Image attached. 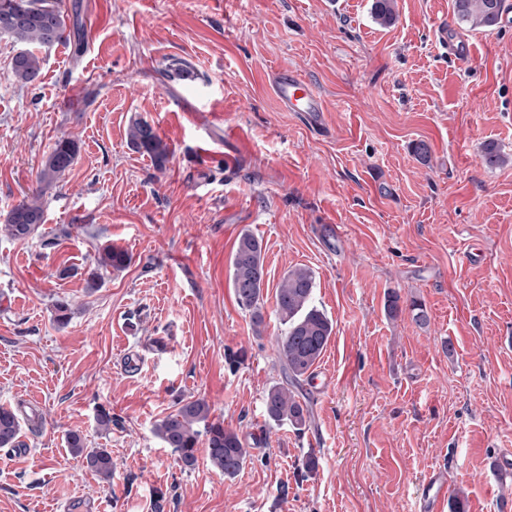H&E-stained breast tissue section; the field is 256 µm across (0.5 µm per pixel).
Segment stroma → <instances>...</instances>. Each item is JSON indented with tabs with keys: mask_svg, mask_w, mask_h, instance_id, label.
<instances>
[{
	"mask_svg": "<svg viewBox=\"0 0 512 512\" xmlns=\"http://www.w3.org/2000/svg\"><path fill=\"white\" fill-rule=\"evenodd\" d=\"M371 4L61 0L66 39L27 86L0 35V405L40 404L27 453L0 451V512H413L438 465L477 512H512L491 469L512 447V0L485 31L454 25V0H397L390 26ZM448 21L468 65L438 41ZM173 60L197 88L163 77ZM288 67L322 95L321 126L280 108ZM134 116L168 145L164 169L129 146ZM61 138L78 156L41 190ZM489 142L505 165L485 164ZM38 191L44 224L12 240L8 212ZM244 229L265 246L259 337L230 277ZM106 244L130 264L98 271ZM302 265L334 331L299 431L263 398L281 379L276 288ZM392 292L427 322L389 317ZM197 398L249 450L235 478L202 447L181 468L154 433ZM72 431L110 452L111 482ZM66 443L73 454L83 457L86 468L105 482L112 479V456L104 448H86V439L82 433L73 431L68 434Z\"/></svg>",
	"mask_w": 512,
	"mask_h": 512,
	"instance_id": "obj_1",
	"label": "stroma"
}]
</instances>
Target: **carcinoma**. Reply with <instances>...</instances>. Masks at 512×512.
<instances>
[{"mask_svg":"<svg viewBox=\"0 0 512 512\" xmlns=\"http://www.w3.org/2000/svg\"><path fill=\"white\" fill-rule=\"evenodd\" d=\"M502 0H454L457 23L472 29L494 27L499 20ZM372 14L377 23L388 26L396 20V0H373ZM68 17L59 0H0V34L8 35L24 48L13 58L14 78L23 85L37 80L42 66L34 52L66 39ZM133 149L150 156L157 169L168 162L170 150L154 128L142 118L131 120L128 132ZM79 147L76 141L58 140L47 155L39 181L49 187L73 166ZM44 223L39 199L24 200L8 215L5 230L17 241L34 238ZM131 258L123 249L107 245L97 258L98 268L120 270ZM231 278L239 306L249 312L255 335L264 331L263 288L265 285L262 240L252 232H241L231 257ZM315 276L305 266L295 267L283 276L276 288V306L283 326L277 337V355L282 381L265 392L264 406L270 422L287 423L296 430L305 427L309 410L299 391L301 383L325 351L333 333V323L314 300ZM21 433L19 415L11 407L0 406V447L12 448ZM165 447L172 449L184 469L196 463L200 437H205L212 466L227 478L242 470L248 457L237 432L224 428L221 421L210 420V406L204 399L183 401L155 426ZM66 443L73 454L85 460L86 468L108 482L112 479V456L105 448H86L83 434L73 431Z\"/></svg>","mask_w":512,"mask_h":512,"instance_id":"obj_1","label":"carcinoma"}]
</instances>
